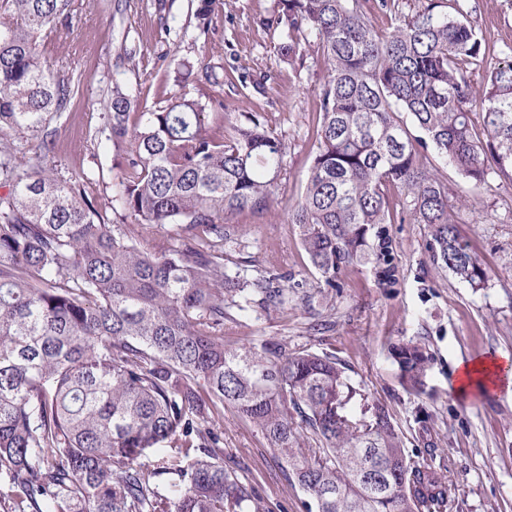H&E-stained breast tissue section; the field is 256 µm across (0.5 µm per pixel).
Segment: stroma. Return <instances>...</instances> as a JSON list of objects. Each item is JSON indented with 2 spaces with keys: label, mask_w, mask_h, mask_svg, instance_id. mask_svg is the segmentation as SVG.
Here are the masks:
<instances>
[{
  "label": "stroma",
  "mask_w": 512,
  "mask_h": 512,
  "mask_svg": "<svg viewBox=\"0 0 512 512\" xmlns=\"http://www.w3.org/2000/svg\"><path fill=\"white\" fill-rule=\"evenodd\" d=\"M276 0H222L209 41L199 39L197 0H76L70 34L57 44L78 91L54 120V156L65 175H87L98 202L113 193L122 159L100 146L97 104L113 77L138 95V111L164 105L177 87L183 62L196 73L181 87L195 98L222 97L224 117L256 114L285 144L277 203L272 212L236 213L245 231L239 248L224 251V267L279 275L288 302L265 308L252 301L247 312L230 310L224 343H287L289 351L336 354L372 400L386 405L404 435L410 455L435 459L447 477L452 512H512V387L482 396L459 397L452 389L458 361L512 357V181L490 176L480 186L448 172L450 198L465 199L457 228L488 271L486 288L473 290L437 273L425 251L428 225L395 223L392 239L395 281L381 283L378 271L357 265L344 270L334 289L314 288L315 273L294 225L288 224L318 151L319 92L327 73L306 47V65L288 64L279 47L282 30L262 18ZM471 19L492 44H512V0H467ZM137 48L135 60L125 49ZM213 68L218 84L199 75ZM412 340L432 355L423 393L403 388L389 356L391 344ZM427 418L432 444L418 442V418ZM224 466L260 495L266 512H307L311 499L289 480L286 463L267 439L232 408L220 428Z\"/></svg>",
  "instance_id": "1"
}]
</instances>
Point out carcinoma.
Here are the masks:
<instances>
[{
	"label": "carcinoma",
	"mask_w": 512,
	"mask_h": 512,
	"mask_svg": "<svg viewBox=\"0 0 512 512\" xmlns=\"http://www.w3.org/2000/svg\"><path fill=\"white\" fill-rule=\"evenodd\" d=\"M219 0H198L209 39ZM75 0H0V135H40L75 85L46 60L72 28ZM378 14L397 19L380 29ZM286 32L289 63L309 40L327 71L317 109L320 148L288 211L318 287L371 264L394 277L387 225L430 226L432 265L474 290L487 270L450 213L452 167L479 186L512 180V46L490 54L463 0H279L265 21ZM492 60L468 104L470 66ZM137 94L112 80L99 102L100 141L125 156L105 206L90 180L54 163L0 157V504L10 512H264L224 469L208 423L224 405L254 423L316 512H446L445 476L413 459L388 409L369 400L333 353L280 342L224 345V316L254 293L286 303L275 275L224 270V242L244 236L237 212L274 207L284 144L251 113L216 133V98L173 91L130 122ZM128 223L185 224L178 245L140 250ZM402 386L421 393L432 364L413 341L389 350ZM176 448V456L168 450ZM154 457L150 467L142 459Z\"/></svg>",
	"instance_id": "obj_1"
}]
</instances>
